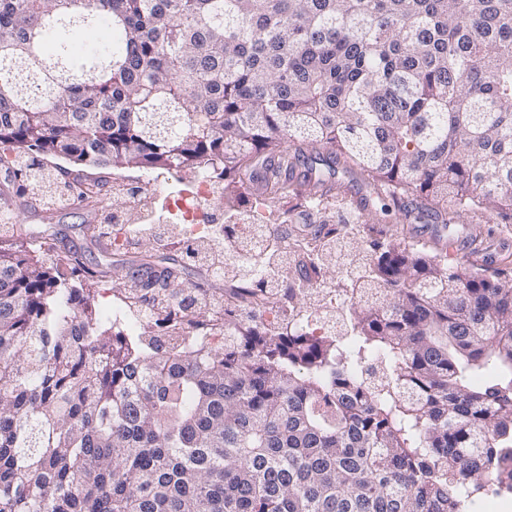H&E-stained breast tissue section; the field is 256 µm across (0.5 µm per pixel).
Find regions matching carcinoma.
I'll return each instance as SVG.
<instances>
[{"label":"carcinoma","instance_id":"cac0c4a2","mask_svg":"<svg viewBox=\"0 0 512 512\" xmlns=\"http://www.w3.org/2000/svg\"><path fill=\"white\" fill-rule=\"evenodd\" d=\"M223 184L224 280L195 305L149 254L127 336L102 271L0 238V512H469L512 451V285L363 219L512 224V0H0V168L44 205L64 170ZM277 231L251 264L239 223ZM347 266L328 277L334 256ZM347 299L304 329L322 289ZM276 308L278 320L255 319ZM484 374L481 385L472 383Z\"/></svg>","mask_w":512,"mask_h":512}]
</instances>
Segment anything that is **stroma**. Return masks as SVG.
<instances>
[{
	"instance_id": "obj_1",
	"label": "stroma",
	"mask_w": 512,
	"mask_h": 512,
	"mask_svg": "<svg viewBox=\"0 0 512 512\" xmlns=\"http://www.w3.org/2000/svg\"><path fill=\"white\" fill-rule=\"evenodd\" d=\"M0 210L15 215L25 228L38 231L49 229L61 251H75L85 264L102 269L103 277L95 288V306L104 309L115 302L121 289L130 287V272L140 263L143 255L181 258L182 241L177 230L167 237H159L153 225L133 221L127 224L129 233L124 246L113 243L114 233L105 222L99 208L74 201L70 205L45 212L32 205L30 197L20 196L12 188L9 177L0 171ZM448 258L472 267H479V254L490 258L489 269H503L512 273V224L492 223L488 214L470 212L460 223L449 225Z\"/></svg>"
}]
</instances>
